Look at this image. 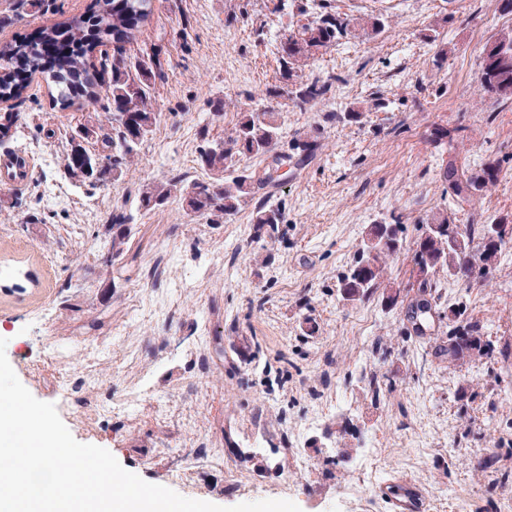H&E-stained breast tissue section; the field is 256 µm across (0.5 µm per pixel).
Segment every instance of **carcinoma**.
<instances>
[{"instance_id":"carcinoma-1","label":"carcinoma","mask_w":512,"mask_h":512,"mask_svg":"<svg viewBox=\"0 0 512 512\" xmlns=\"http://www.w3.org/2000/svg\"><path fill=\"white\" fill-rule=\"evenodd\" d=\"M152 0H92L80 15L69 17L39 31L34 40L0 43V101L18 99L40 77L50 90L52 102L69 108L84 99L106 101V116L88 112L75 134L61 165L69 179L106 185L108 180L92 179L84 174L78 161L84 154L96 155L109 163L112 181L124 177L136 163L138 149L157 126L161 113L155 111L150 94L152 82L161 75L156 56L132 62L122 55L95 63L98 48L111 41L129 40L151 13ZM385 26L382 19L367 15L348 18L325 13L280 41L283 78L298 76L307 62L321 49H328L355 32L373 33ZM328 85L318 79L299 83L295 97L301 106H313L323 100ZM474 94L479 98L494 95L512 100V27L500 30L485 46L481 70ZM280 113L259 102L240 108L238 121L224 137L210 138L208 125L199 127L202 142L197 166L204 178L188 180L173 176L155 179L144 185L138 197V209L154 210L174 200L183 217L198 218L207 224H222L238 213L257 190L272 181L271 169L261 172L240 167L244 158L262 157L275 147L273 135L280 133ZM501 163L489 159L477 170L459 171L448 163L443 177L458 202L469 203L479 192L498 181ZM132 214L112 216V255L124 252L130 235ZM284 222L279 204L268 203L255 212L253 223L274 226ZM405 228L399 223L371 224L359 254L340 279L338 292L349 304L363 303L377 296L389 307L407 303V310L423 302L428 308L440 299L432 293L435 276L443 272L467 288L477 281L487 286L496 279L499 258L512 245V222L494 218L485 224H466L463 230L448 221V215L436 212L418 225L412 250L413 273L423 282L412 298L388 277V269L403 249ZM448 331L440 332L439 344L432 356L462 366L499 352L507 360L512 352L496 350L480 319L461 318V312H448Z\"/></svg>"}]
</instances>
